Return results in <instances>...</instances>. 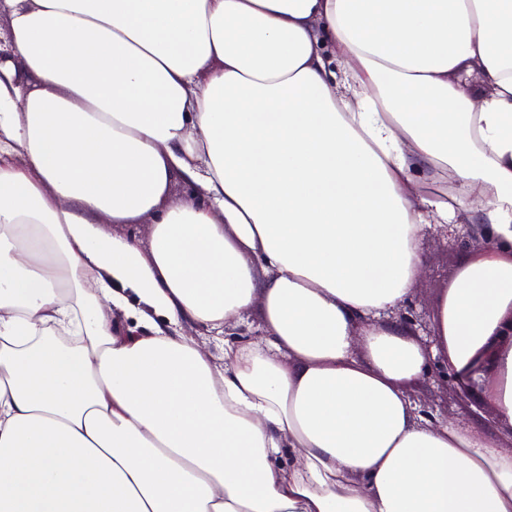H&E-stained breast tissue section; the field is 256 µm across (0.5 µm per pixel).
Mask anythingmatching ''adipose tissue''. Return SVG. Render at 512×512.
Wrapping results in <instances>:
<instances>
[{
    "instance_id": "1",
    "label": "adipose tissue",
    "mask_w": 512,
    "mask_h": 512,
    "mask_svg": "<svg viewBox=\"0 0 512 512\" xmlns=\"http://www.w3.org/2000/svg\"><path fill=\"white\" fill-rule=\"evenodd\" d=\"M6 4L0 512H512V448L409 395L512 311V0ZM456 220L428 348L381 315ZM150 221L143 219L139 224H110L106 230L113 234L135 235L143 245H149L150 242Z\"/></svg>"
}]
</instances>
